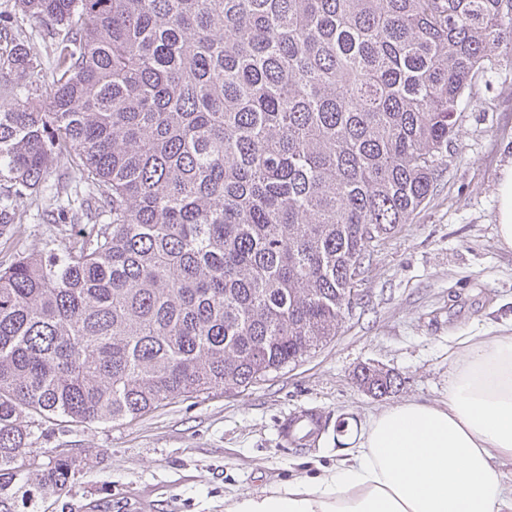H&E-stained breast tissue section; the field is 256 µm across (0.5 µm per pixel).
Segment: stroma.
<instances>
[{
    "instance_id": "obj_1",
    "label": "stroma",
    "mask_w": 512,
    "mask_h": 512,
    "mask_svg": "<svg viewBox=\"0 0 512 512\" xmlns=\"http://www.w3.org/2000/svg\"><path fill=\"white\" fill-rule=\"evenodd\" d=\"M479 106L464 110L429 203L374 253L335 337L245 389L172 403L129 424L56 426L44 447L81 457L68 493L38 512H84L87 503L146 496L150 512H224L245 493L332 467L347 438L388 405L448 398V340L512 326V250L496 232L497 181L512 162V38L489 53ZM375 364L400 377L374 397L353 375ZM321 413L313 445H284L279 422Z\"/></svg>"
}]
</instances>
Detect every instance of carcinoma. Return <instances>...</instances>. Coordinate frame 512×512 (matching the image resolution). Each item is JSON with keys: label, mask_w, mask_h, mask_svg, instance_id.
Returning a JSON list of instances; mask_svg holds the SVG:
<instances>
[{"label": "carcinoma", "mask_w": 512, "mask_h": 512, "mask_svg": "<svg viewBox=\"0 0 512 512\" xmlns=\"http://www.w3.org/2000/svg\"><path fill=\"white\" fill-rule=\"evenodd\" d=\"M512 0H14L0 9V512L132 422L336 336L437 185ZM46 224H98L26 249ZM19 209L26 212V224L28 225V234H30L27 240V246L29 248L36 246H42L44 239L51 236L53 239H56L55 245L61 247L64 243V237L56 233V230L53 225L55 224H43L40 219V208L39 212L36 204H30L29 200H20L18 202Z\"/></svg>", "instance_id": "obj_1"}]
</instances>
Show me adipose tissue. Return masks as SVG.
<instances>
[{
	"instance_id": "ef3b65f1",
	"label": "adipose tissue",
	"mask_w": 512,
	"mask_h": 512,
	"mask_svg": "<svg viewBox=\"0 0 512 512\" xmlns=\"http://www.w3.org/2000/svg\"><path fill=\"white\" fill-rule=\"evenodd\" d=\"M448 400L372 415L335 467L225 512H512V328L455 337Z\"/></svg>"
}]
</instances>
